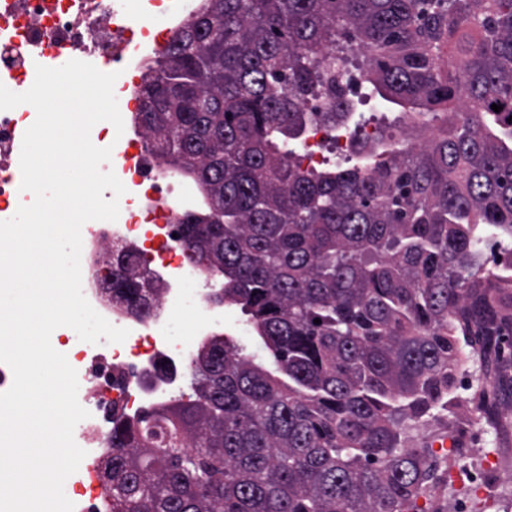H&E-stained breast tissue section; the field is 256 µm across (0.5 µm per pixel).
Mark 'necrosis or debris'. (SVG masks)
Segmentation results:
<instances>
[{
    "label": "necrosis or debris",
    "instance_id": "necrosis-or-debris-1",
    "mask_svg": "<svg viewBox=\"0 0 512 512\" xmlns=\"http://www.w3.org/2000/svg\"><path fill=\"white\" fill-rule=\"evenodd\" d=\"M198 5L199 0H161L152 18L135 20L127 17L122 0H0V83L26 87L33 53L52 56L74 47L118 72L114 94L119 107L140 111L150 65ZM34 121L32 110L21 106L0 110V218L11 219L26 200L21 170L5 142ZM123 149L126 158L115 170L126 188L119 217L83 225L81 271L82 291L91 306L129 335L120 344H78L63 326L51 336L53 348L76 370L78 401L89 412L74 429V441L86 455L66 480L74 512L92 510L88 476L112 454L113 409L135 414L169 403L191 370L189 346L224 332L223 304L210 302L206 290L199 289L196 313L185 323L187 342L174 343L170 322L184 310L186 288L202 275L175 233L183 213L196 207L200 196L164 158L146 150L143 138L128 139ZM127 248L136 261H148L152 271L151 304L139 313L105 294L98 277L110 253ZM504 466L500 453L488 452L450 473L449 481L461 492L448 512H476L488 492V476Z\"/></svg>",
    "mask_w": 512,
    "mask_h": 512
}]
</instances>
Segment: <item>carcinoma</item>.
<instances>
[{
    "mask_svg": "<svg viewBox=\"0 0 512 512\" xmlns=\"http://www.w3.org/2000/svg\"><path fill=\"white\" fill-rule=\"evenodd\" d=\"M204 2L136 120L201 190L180 238L262 359L211 337L161 437L112 409L111 512H409L439 462L407 424L448 410L468 362L495 442L512 428V256L479 246L512 237V0ZM355 44L365 98L412 109L420 144L336 92ZM318 127L358 161L285 162ZM112 295L139 298L122 260Z\"/></svg>",
    "mask_w": 512,
    "mask_h": 512,
    "instance_id": "cac0c4a2",
    "label": "carcinoma"
}]
</instances>
